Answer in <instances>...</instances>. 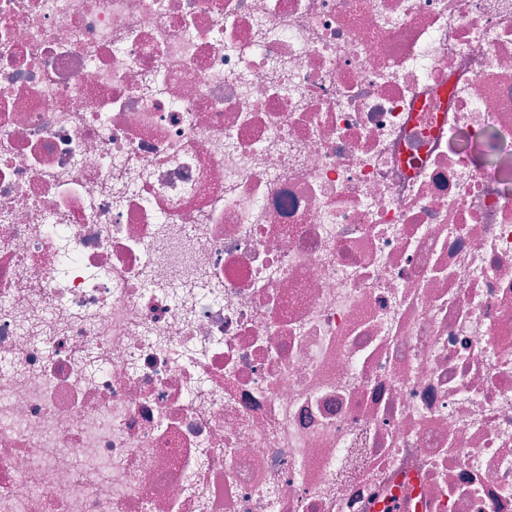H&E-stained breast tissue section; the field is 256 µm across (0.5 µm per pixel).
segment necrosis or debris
I'll use <instances>...</instances> for the list:
<instances>
[{
  "label": "necrosis or debris",
  "mask_w": 512,
  "mask_h": 512,
  "mask_svg": "<svg viewBox=\"0 0 512 512\" xmlns=\"http://www.w3.org/2000/svg\"><path fill=\"white\" fill-rule=\"evenodd\" d=\"M512 0H0V512H512Z\"/></svg>",
  "instance_id": "1"
}]
</instances>
